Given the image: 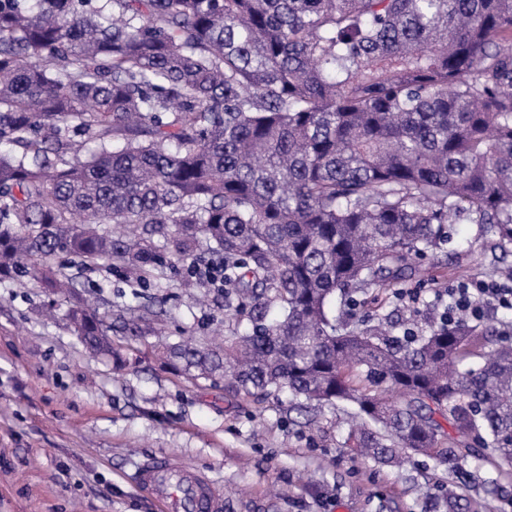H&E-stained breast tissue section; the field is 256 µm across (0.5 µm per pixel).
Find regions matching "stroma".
<instances>
[{
    "label": "stroma",
    "instance_id": "1",
    "mask_svg": "<svg viewBox=\"0 0 512 512\" xmlns=\"http://www.w3.org/2000/svg\"><path fill=\"white\" fill-rule=\"evenodd\" d=\"M429 281H409L430 312L438 288L492 278L491 255L473 224L452 227ZM54 269L75 294L97 301L124 363L92 357L65 319L66 299L29 283H0V512H160L138 486L153 458L207 473L224 512H446L445 465L416 457L390 467L344 448L343 409L291 410L287 396L260 397L192 379L165 363L162 342L233 336L236 318L223 289L183 288L187 267L151 273L144 283L91 269L65 252ZM138 317L139 339L123 323ZM473 449L462 465L474 481L454 484L459 512H481L512 474Z\"/></svg>",
    "mask_w": 512,
    "mask_h": 512
}]
</instances>
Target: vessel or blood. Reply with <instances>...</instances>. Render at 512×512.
I'll return each instance as SVG.
<instances>
[{
  "label": "vessel or blood",
  "mask_w": 512,
  "mask_h": 512,
  "mask_svg": "<svg viewBox=\"0 0 512 512\" xmlns=\"http://www.w3.org/2000/svg\"><path fill=\"white\" fill-rule=\"evenodd\" d=\"M139 483L161 512H224V498L209 477L175 467L165 458L144 465Z\"/></svg>",
  "instance_id": "1"
}]
</instances>
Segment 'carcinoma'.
Masks as SVG:
<instances>
[{
  "label": "carcinoma",
  "instance_id": "obj_1",
  "mask_svg": "<svg viewBox=\"0 0 512 512\" xmlns=\"http://www.w3.org/2000/svg\"><path fill=\"white\" fill-rule=\"evenodd\" d=\"M0 145V281L71 291L58 251L141 281L204 245L245 330L171 364L350 405L346 445L389 466L476 445L512 472V329L352 297L450 224L512 255V0H0ZM65 317L114 354L95 307Z\"/></svg>",
  "mask_w": 512,
  "mask_h": 512
}]
</instances>
